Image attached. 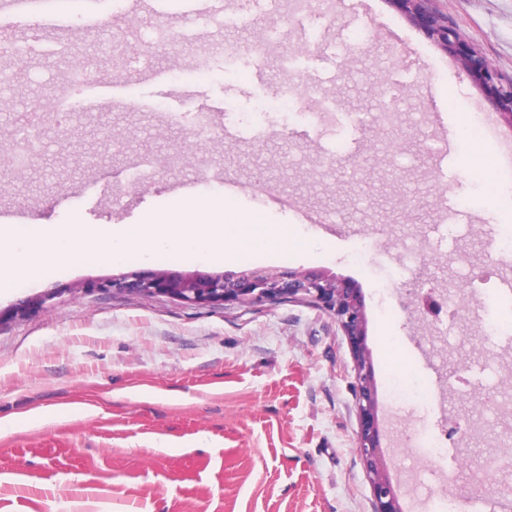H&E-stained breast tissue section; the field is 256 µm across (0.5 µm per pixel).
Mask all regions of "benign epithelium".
I'll list each match as a JSON object with an SVG mask.
<instances>
[{
    "label": "benign epithelium",
    "instance_id": "1",
    "mask_svg": "<svg viewBox=\"0 0 512 512\" xmlns=\"http://www.w3.org/2000/svg\"><path fill=\"white\" fill-rule=\"evenodd\" d=\"M424 34L445 49H451L471 79L491 92V104L512 127V83L499 82L490 62L461 42L448 21L427 9V0H391ZM103 289L136 294L144 298L165 295L193 304L257 307L281 301L312 303L329 311L347 336L354 356L353 386L360 421L357 448L368 474L374 512H403L400 497L386 471L382 457L377 389L370 351L366 345L367 316L360 290L323 270H244L237 275L203 276L157 273L151 276L123 274L100 284ZM46 299H25L16 304L10 318L29 315L44 307Z\"/></svg>",
    "mask_w": 512,
    "mask_h": 512
}]
</instances>
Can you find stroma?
<instances>
[{"instance_id": "35a3bbf8", "label": "stroma", "mask_w": 512, "mask_h": 512, "mask_svg": "<svg viewBox=\"0 0 512 512\" xmlns=\"http://www.w3.org/2000/svg\"><path fill=\"white\" fill-rule=\"evenodd\" d=\"M119 2L98 0L92 22L67 10L55 32L81 27L80 53L96 52ZM428 6L512 82V0ZM181 8L171 0L150 26L189 32L192 44L153 45V76L118 69L84 85L72 123L45 128L41 164L0 177V224H140L190 181L195 199L229 194L242 215L296 225L302 248L172 271L322 269L360 288L382 449L411 512L434 467L412 452L406 429L415 419L433 429L440 409L432 399L391 408L389 377L429 387L465 376L445 409L485 431L450 444L461 474L512 437V400L498 411L479 402L500 388L512 357V341L484 326L512 319V303L468 288L487 267L512 281L502 246L512 172L474 156L512 141V127L494 115L489 90L390 0H312L299 10L223 0V23L198 25ZM224 43L235 57L217 53ZM67 61L32 57L18 83L0 63V129L55 90ZM388 111L405 122L384 137L378 119ZM478 115L492 120L479 144L449 139ZM228 125L238 137H225ZM92 152L102 160L90 168ZM446 197L457 216L444 223ZM158 271L89 258L0 293V420L21 422L0 435V512H373L356 447L353 356L334 319L299 302L227 309L85 289ZM431 278L461 307L453 322L434 325L405 298L408 283ZM43 296L46 308L10 319L19 300Z\"/></svg>"}]
</instances>
